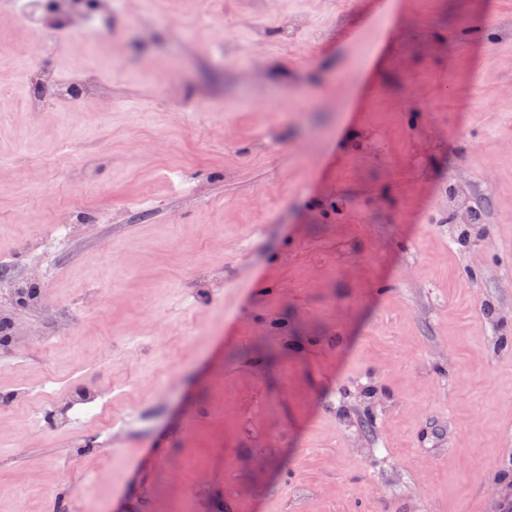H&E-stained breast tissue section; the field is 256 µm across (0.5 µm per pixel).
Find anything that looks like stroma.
Masks as SVG:
<instances>
[{
	"instance_id": "1",
	"label": "stroma",
	"mask_w": 512,
	"mask_h": 512,
	"mask_svg": "<svg viewBox=\"0 0 512 512\" xmlns=\"http://www.w3.org/2000/svg\"><path fill=\"white\" fill-rule=\"evenodd\" d=\"M16 3L0 512L511 504L512 0H95L55 49ZM55 100L58 104L76 108L83 93V84L77 77L69 81L59 80L55 85ZM100 411V395L92 386L74 391L55 417L56 426H67L76 423L81 415H97Z\"/></svg>"
}]
</instances>
